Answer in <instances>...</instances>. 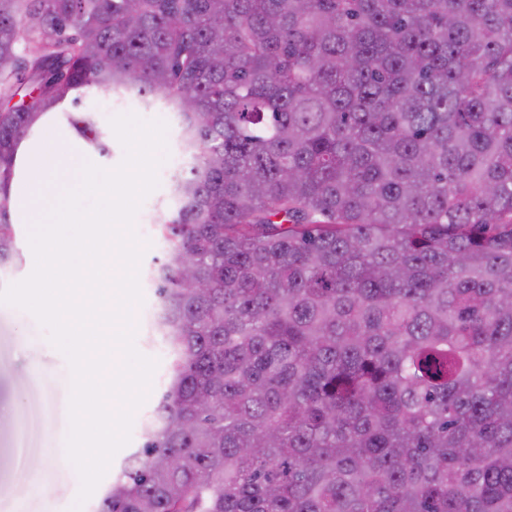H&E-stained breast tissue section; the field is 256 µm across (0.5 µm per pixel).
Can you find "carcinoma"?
<instances>
[{
  "mask_svg": "<svg viewBox=\"0 0 512 512\" xmlns=\"http://www.w3.org/2000/svg\"><path fill=\"white\" fill-rule=\"evenodd\" d=\"M89 89L190 159L168 385L95 512H512V0H0L1 265Z\"/></svg>",
  "mask_w": 512,
  "mask_h": 512,
  "instance_id": "1",
  "label": "carcinoma"
}]
</instances>
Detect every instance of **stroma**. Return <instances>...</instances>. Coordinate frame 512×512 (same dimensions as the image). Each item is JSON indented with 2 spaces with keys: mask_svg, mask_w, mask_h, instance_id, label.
Returning a JSON list of instances; mask_svg holds the SVG:
<instances>
[{
  "mask_svg": "<svg viewBox=\"0 0 512 512\" xmlns=\"http://www.w3.org/2000/svg\"><path fill=\"white\" fill-rule=\"evenodd\" d=\"M113 114L133 113L145 120L160 118L168 125V159L158 171L159 185L146 204L169 213L176 202L171 196V178L178 165L186 164L180 129L174 113L163 104L144 109L133 97L113 100ZM169 248L164 238H153L139 270L143 294L133 307L135 346L145 356L157 359L152 387L146 402L136 411L133 435L114 456L98 485L106 490L125 459L141 446L139 431L168 384L170 358L160 336L155 335L149 314L159 300L148 272ZM71 370L66 357L49 341V331L29 312L0 304V512H70L80 488L76 471L68 467H43V460L58 457L69 431ZM39 464L28 467V459Z\"/></svg>",
  "mask_w": 512,
  "mask_h": 512,
  "instance_id": "stroma-1",
  "label": "stroma"
}]
</instances>
